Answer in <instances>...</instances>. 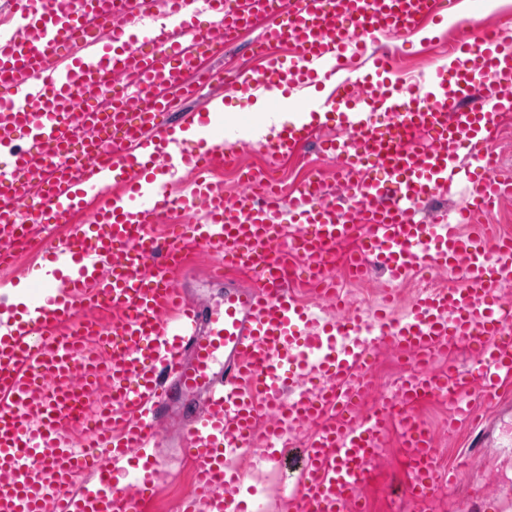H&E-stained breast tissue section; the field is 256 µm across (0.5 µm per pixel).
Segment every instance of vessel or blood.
I'll list each match as a JSON object with an SVG mask.
<instances>
[{
	"instance_id": "1",
	"label": "vessel or blood",
	"mask_w": 512,
	"mask_h": 512,
	"mask_svg": "<svg viewBox=\"0 0 512 512\" xmlns=\"http://www.w3.org/2000/svg\"><path fill=\"white\" fill-rule=\"evenodd\" d=\"M15 27L0 44V254L38 250L46 263L17 326L0 333V512H147L154 490L145 472L157 464L162 410L191 400L184 454L197 466L207 507L252 512L240 497L228 457L263 439L271 456L287 452L289 427L312 425L300 480L288 494L297 512H366L363 489L391 428L403 434L406 502L432 500L451 483L437 463L435 434L414 413L447 395L450 426L512 383V310L501 282L512 280V236L463 233L512 196L494 143L502 114L512 111V34L467 19L451 66L413 83L394 77L385 41L407 39L440 22L452 0H208L198 23L190 0H167L171 22L144 27L148 0H10ZM262 25L261 43L289 46L291 63L268 61L235 75L295 112L338 121L321 149L339 161L348 196L325 198L321 181L300 183L283 202L276 186L252 175L229 200L207 171L231 163L244 136L221 150L197 148L189 194L170 198L157 172L168 161V132L158 121L174 100L189 99L215 79L205 59ZM113 48L82 54L97 32ZM136 72L135 95L147 109L129 111L127 92L108 109L93 102L97 86ZM330 83L327 97L289 100L287 89ZM184 126L200 140L223 137L212 109L187 110ZM111 130L110 152L79 141L81 130ZM314 123H289L265 144L280 166L316 136ZM119 172L127 198H109L105 178ZM44 187L31 195L29 179ZM465 182L469 197L452 215L429 222L426 203ZM203 208L201 221L161 233L171 211ZM94 224L87 233L76 216ZM68 224L67 238L51 225ZM363 236L353 274L386 272L404 281L419 270L462 271L461 283L417 295L408 313L378 309L364 318L343 308L330 258L338 243ZM209 256L228 284L224 305L193 299L184 279L191 261ZM325 284L340 312L317 322L292 293L300 277ZM385 340L408 354L411 371L393 392L370 382L371 344ZM472 365L462 371L426 363L459 342ZM111 383L102 391L101 379ZM101 406L94 419L84 410ZM370 399L367 414L353 408ZM84 427V445L64 433ZM91 483L74 488L78 476Z\"/></svg>"
}]
</instances>
